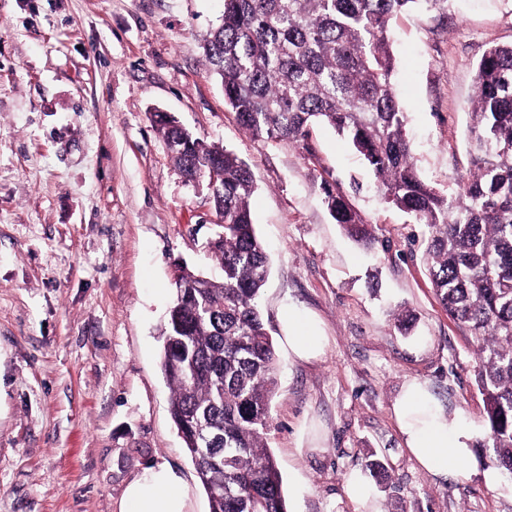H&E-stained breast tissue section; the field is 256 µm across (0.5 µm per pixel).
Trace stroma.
Returning a JSON list of instances; mask_svg holds the SVG:
<instances>
[{
    "mask_svg": "<svg viewBox=\"0 0 512 512\" xmlns=\"http://www.w3.org/2000/svg\"><path fill=\"white\" fill-rule=\"evenodd\" d=\"M221 4L0 0V512H118L155 463L181 473L190 512H209L169 413L160 329L179 266L217 274L203 245L220 218L206 184L175 168L157 110L248 164L271 336L287 299L329 338L309 363L277 348L267 444L289 512H362L344 481L373 460L387 471L371 480L383 512H512V478L435 480L393 415L403 386L424 382L490 457L474 340L435 295L424 227L383 202L332 128L297 144L241 129L202 49ZM391 37L418 174L455 186L470 167L476 67L512 44V0H445L396 17ZM328 184L375 226V250L331 218Z\"/></svg>",
    "mask_w": 512,
    "mask_h": 512,
    "instance_id": "1",
    "label": "stroma"
}]
</instances>
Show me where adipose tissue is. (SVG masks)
<instances>
[{
    "mask_svg": "<svg viewBox=\"0 0 512 512\" xmlns=\"http://www.w3.org/2000/svg\"><path fill=\"white\" fill-rule=\"evenodd\" d=\"M282 340L298 360L311 361L323 355L327 338L315 319L293 302L279 309ZM394 415L411 456L435 478L483 474L492 479L472 447L464 443L465 431L458 412H441L426 384L408 382L394 407ZM119 512H189L182 475L165 463L146 467L124 492Z\"/></svg>",
    "mask_w": 512,
    "mask_h": 512,
    "instance_id": "obj_1",
    "label": "adipose tissue"
}]
</instances>
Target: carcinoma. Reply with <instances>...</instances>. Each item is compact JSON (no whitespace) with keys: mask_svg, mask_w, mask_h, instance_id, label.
I'll return each instance as SVG.
<instances>
[{"mask_svg":"<svg viewBox=\"0 0 512 512\" xmlns=\"http://www.w3.org/2000/svg\"><path fill=\"white\" fill-rule=\"evenodd\" d=\"M446 0H224L204 43L224 101L255 137L305 141L324 123L350 138L384 202L427 229L425 256L442 307L477 340L492 460L512 476V44L481 58L471 102L472 168L444 195L420 178L395 87L390 22ZM175 167L189 182L216 175L210 203L224 219L208 244L218 280L178 269L162 328L170 414L210 512H288L267 448L277 354L260 300L269 258L252 222L246 163L156 112ZM332 218L368 249L379 243L341 192Z\"/></svg>","mask_w":512,"mask_h":512,"instance_id":"carcinoma-1","label":"carcinoma"}]
</instances>
